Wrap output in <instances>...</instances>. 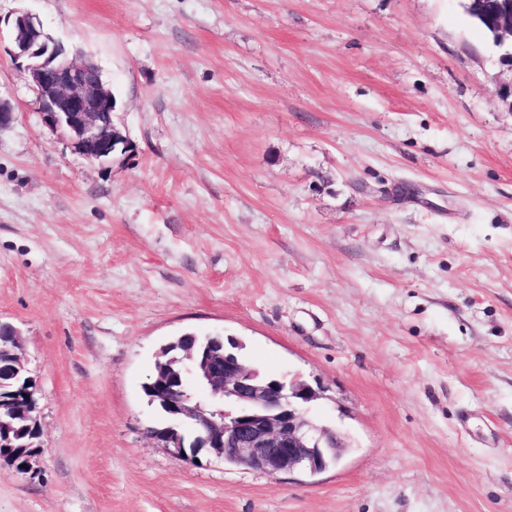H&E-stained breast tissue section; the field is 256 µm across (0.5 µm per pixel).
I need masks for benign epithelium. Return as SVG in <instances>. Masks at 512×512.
I'll return each instance as SVG.
<instances>
[{
  "label": "benign epithelium",
  "mask_w": 512,
  "mask_h": 512,
  "mask_svg": "<svg viewBox=\"0 0 512 512\" xmlns=\"http://www.w3.org/2000/svg\"><path fill=\"white\" fill-rule=\"evenodd\" d=\"M499 42L512 45V0H472ZM10 55L25 64L41 104L43 123L63 132L75 152L99 164L112 162L113 150L131 143L112 120L116 102L96 67L70 55L44 30L39 17L16 13ZM0 342L10 361L0 368L15 381H32L25 366L20 332L0 322ZM211 348L194 345L158 364L148 387L173 424L156 430V439L179 453L197 456L207 449L217 458L270 476L323 472L342 458L340 433L309 416L321 392L306 382L261 374L234 351L236 342L209 337ZM36 409L32 395L17 398L15 411L0 412V434H10L18 415Z\"/></svg>",
  "instance_id": "benign-epithelium-1"
}]
</instances>
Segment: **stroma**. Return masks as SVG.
<instances>
[{
    "label": "stroma",
    "instance_id": "stroma-1",
    "mask_svg": "<svg viewBox=\"0 0 512 512\" xmlns=\"http://www.w3.org/2000/svg\"><path fill=\"white\" fill-rule=\"evenodd\" d=\"M98 64L130 156L47 128L16 12ZM0 321L40 452L0 512H512V68L461 0H0ZM322 389L310 477L177 454L187 334ZM3 330L6 333L3 334ZM3 343L7 346L10 355V361L2 366L3 375L14 379L16 382L20 381L24 375L25 382H33L29 371L25 366V359L23 356V343L20 332L9 323L0 322V347ZM2 348V347H1Z\"/></svg>",
    "mask_w": 512,
    "mask_h": 512
}]
</instances>
